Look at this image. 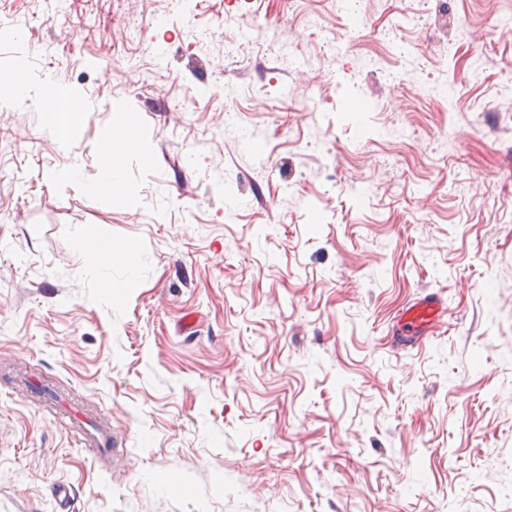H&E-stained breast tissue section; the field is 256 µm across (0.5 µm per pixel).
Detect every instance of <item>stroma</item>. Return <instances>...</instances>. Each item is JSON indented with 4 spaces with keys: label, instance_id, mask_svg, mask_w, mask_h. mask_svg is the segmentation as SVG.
<instances>
[{
    "label": "stroma",
    "instance_id": "obj_1",
    "mask_svg": "<svg viewBox=\"0 0 512 512\" xmlns=\"http://www.w3.org/2000/svg\"><path fill=\"white\" fill-rule=\"evenodd\" d=\"M19 68L0 512H512V7L0 0ZM49 75L89 106L66 149ZM120 131L124 134V139L121 142L117 143L114 133H111L102 141L97 151L101 181L96 188L110 193L121 191L123 185L121 181L122 160L126 152L136 145L137 140L136 129L128 120L122 123ZM441 301L433 296L426 295L415 300L401 314L398 324L412 330L419 336L435 326L434 321L441 313Z\"/></svg>",
    "mask_w": 512,
    "mask_h": 512
}]
</instances>
